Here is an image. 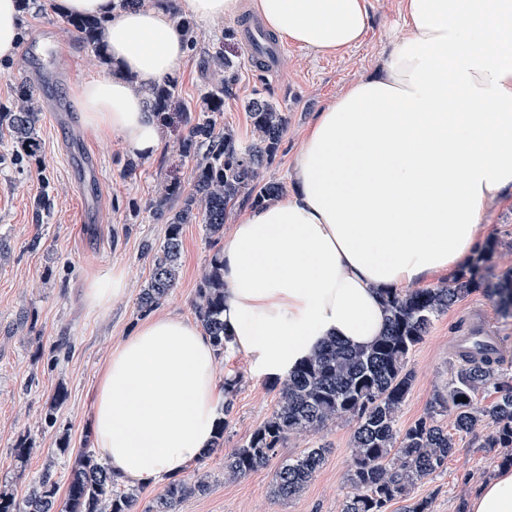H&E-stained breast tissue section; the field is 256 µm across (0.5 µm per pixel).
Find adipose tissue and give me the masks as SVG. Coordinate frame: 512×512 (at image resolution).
<instances>
[{"mask_svg":"<svg viewBox=\"0 0 512 512\" xmlns=\"http://www.w3.org/2000/svg\"><path fill=\"white\" fill-rule=\"evenodd\" d=\"M105 20L112 76L82 82L85 128L134 157L160 128L142 95L185 53L163 4L57 0ZM200 23L243 7L273 34L333 54L359 42L365 0H177ZM406 32L380 71L319 112L302 140L291 189L233 224L221 252L224 323L262 376L285 377L335 338L371 344L384 292L459 270L478 249L483 217L512 193V0H403ZM209 336L158 314L112 351L92 400L93 446L121 482L154 486L210 448L224 391ZM468 512H512V467Z\"/></svg>","mask_w":512,"mask_h":512,"instance_id":"1","label":"adipose tissue"}]
</instances>
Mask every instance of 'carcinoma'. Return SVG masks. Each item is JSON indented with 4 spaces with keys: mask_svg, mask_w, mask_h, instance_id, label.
<instances>
[{
    "mask_svg": "<svg viewBox=\"0 0 512 512\" xmlns=\"http://www.w3.org/2000/svg\"><path fill=\"white\" fill-rule=\"evenodd\" d=\"M173 19L187 44L195 47L192 22L176 12ZM67 23L81 42L103 56L101 20L71 17ZM211 59L219 80L207 92V108L221 112L224 97L232 93L238 62L219 49ZM170 95V81L154 86L150 108L161 109ZM32 99V90L21 82L14 103L0 107V126L9 131L11 160L17 164L36 156L40 147V117ZM245 110L252 125V140L246 146L233 129L216 130L211 119L191 122L180 142V152L193 161V188L186 194L180 183H166L158 199L149 204L153 217L167 228L159 245H144L152 254V269L139 294L142 312L156 308L179 279L184 225L201 224L206 235L218 237L232 207L260 206L283 193L282 184L264 180L262 172L279 151L288 113L261 96L246 101ZM172 201L179 206L170 205ZM477 288L495 299L501 314L512 315V271L492 281L475 266L447 287L386 293L385 331L373 344L351 348L331 341L287 377L271 381V390L278 392L276 408L244 444L224 454V477L235 480L257 470L289 438L316 432L343 417L352 418L355 429L347 474L350 493L342 512H386L391 502L408 497L417 482L447 464L455 449L454 436L469 434L482 423L492 429V444L507 450L504 461L512 464V379L500 373L497 349L485 347L489 336L469 337L470 346L459 353L462 364L448 383L447 397L409 427H398V413L413 382L406 368L409 355L429 333L436 316ZM194 309L216 355H224L231 336L224 328V276L217 256L202 274ZM489 389L498 394L497 399L485 407L475 405V396ZM445 415L452 417V426L442 422ZM34 451L29 436H19L16 460L23 464ZM326 454V446L320 444L283 460L274 474L273 495L298 496L321 469ZM59 490L48 467L21 501L0 489V512H56ZM208 490V481L202 478L173 479L142 512H177L184 501ZM142 495L140 487L119 483L107 467L82 456L71 470L63 512H137Z\"/></svg>",
    "mask_w": 512,
    "mask_h": 512,
    "instance_id": "obj_1",
    "label": "carcinoma"
}]
</instances>
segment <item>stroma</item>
I'll list each match as a JSON object with an SVG mask.
<instances>
[{
    "mask_svg": "<svg viewBox=\"0 0 512 512\" xmlns=\"http://www.w3.org/2000/svg\"><path fill=\"white\" fill-rule=\"evenodd\" d=\"M367 29L355 46L332 55L289 45L276 75L252 67L238 35L250 11L240 17L196 25L195 47L187 49L172 78L174 91L161 115L162 140L150 157L131 158L115 141L99 142L86 132L82 111L71 90L82 81L108 75L92 47L80 42L54 0H29L20 15V41L12 59L0 61V104H11L16 84L33 83L41 111L40 150L30 168L16 171L9 162L12 143L0 135V488L23 498L45 468L66 481L72 465L90 450L91 395L99 371L113 347L128 336L143 314L138 306L152 257L145 244H160L165 226L146 205L170 181L189 185L190 158L178 149L188 131V118H205V94L213 80L203 70L205 50L223 44L225 55L239 68L231 95L224 99L221 125L235 130L242 142L252 139V126L243 104L264 96L288 114V129L280 149L264 172L266 179L289 184L294 157L316 112L362 77L380 69L397 37L405 32L402 0H366ZM92 153L99 167L94 184L78 186L71 172L75 157ZM53 200L49 214L36 217L42 194ZM486 241L496 248L484 267L499 275L512 270V197L492 204L483 218ZM223 240L206 236L201 225L183 228L178 282L159 305L160 312L194 319L193 303L200 276ZM122 269L126 294L107 307L92 310L83 301L87 283L111 268ZM479 318L488 335L502 348L500 369L512 377V316H503L483 290L459 300L433 321L429 334L411 352L407 368L413 374L409 395L398 414L400 427L426 415L461 364L458 340L468 335L472 318ZM218 377H239L233 407L226 418L224 447L190 463L184 478L207 477L206 495L184 501L179 512H341L350 491L355 423L341 418L316 436H297L279 448L269 464L230 481L224 477V454L239 447L276 407L268 378L255 374L248 359L229 350L216 362ZM68 398L47 426L46 413L58 386ZM29 435L35 450L19 465L14 448L19 435ZM67 436L69 453H59L55 440ZM478 428L458 438L454 453L441 471L416 484L408 499L393 501L386 512H404L407 500L427 499L431 512H465L480 485L501 464L502 449L487 442ZM329 451L322 468L297 497L283 500L272 492L281 459L300 453L312 440Z\"/></svg>",
    "mask_w": 512,
    "mask_h": 512,
    "instance_id": "35a3bbf8",
    "label": "stroma"
}]
</instances>
